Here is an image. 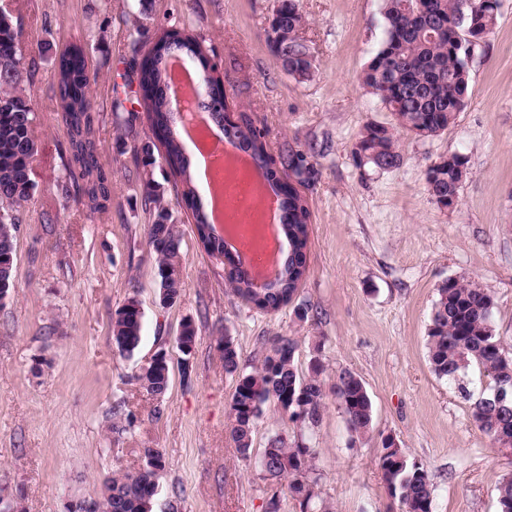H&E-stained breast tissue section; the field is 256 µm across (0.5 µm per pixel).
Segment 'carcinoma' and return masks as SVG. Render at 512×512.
<instances>
[{
  "mask_svg": "<svg viewBox=\"0 0 512 512\" xmlns=\"http://www.w3.org/2000/svg\"><path fill=\"white\" fill-rule=\"evenodd\" d=\"M385 27L381 46L367 62L363 84L378 96L395 123L366 127L354 149L355 155L381 169L396 168L401 163L398 134L412 133L429 138L439 135L455 123L467 104L470 74L467 36L489 37L497 24L498 13L489 5L479 6L474 15L458 22L463 0H415L417 11L407 8L409 0H384ZM302 13L296 0H281L271 21V30L279 43L278 54L283 68L298 80L312 75L313 63L298 31ZM23 31L7 11H0V286L11 293L15 288L17 212L34 196L31 178L37 145L32 129V107L22 87ZM198 40L189 35L162 31L156 48L148 52L147 63L139 65L124 78V98H116L113 108L128 109L127 129L134 132L139 114H144L154 137L165 148L170 172L181 179V196L194 198V187L177 133L172 128L167 90L169 60L178 51L197 55ZM55 97L60 119L68 134L67 183L63 191H75L91 212L105 208L111 197V184L98 164L95 132L91 122L90 78L85 66L84 47L74 44L56 60ZM201 95L213 102L214 118L224 121V82L217 79L202 84ZM229 138L241 142L253 159L270 169L271 162L262 135L252 121L242 120L224 128ZM156 144L150 141L134 147L143 167L142 197L153 215L148 225V244L158 256V288L161 302L170 305L180 297L182 239L172 213L163 202V193L152 178L156 164ZM452 161L430 166L426 184L435 202L448 204L459 198V190L468 175L467 160L460 154ZM283 167L296 176L305 171V157L293 152L283 159ZM277 183L282 195L281 232L288 238L291 253L281 263L275 280L268 282L258 301L273 310L288 304L306 272L305 247L310 212L294 192H286L280 179L267 174ZM197 235L206 250L224 251V238L216 233L209 217L195 209ZM233 291L248 301L254 293L253 276L235 267L228 275ZM494 301L490 294L473 283L448 279L437 289L431 325L428 331L429 358L434 372L450 382H458L473 364L483 368L494 381V389L508 393L505 400L491 393L479 398L473 407L477 427L506 454H512V359H506L492 324ZM143 331V311L139 301L130 299L118 309L112 321V340L122 354H131L139 346ZM226 373L235 378L230 403L231 437L239 456L252 454L256 421L262 406L272 400L282 412L305 414L315 424L321 415L323 388L318 379L320 366L311 367V375L302 379L295 365V341L280 338L262 365L253 372H240L238 355L230 341L221 348ZM169 368L160 366L148 374L147 392L164 394L169 385ZM334 395L342 407L350 428L357 434L368 432L373 407L369 394L350 372L339 375ZM380 468L389 494L398 499L404 512H432V484L427 469L410 459L401 448L382 441ZM147 472L124 474L108 479L110 496L102 512H150L155 496L154 477L165 466L163 453L157 448L144 449ZM313 449L288 445L276 436L263 449L259 463L269 476L288 478V490L299 501L301 512H309L316 497L312 477ZM498 512H512V477L498 488Z\"/></svg>",
  "mask_w": 512,
  "mask_h": 512,
  "instance_id": "cac0c4a2",
  "label": "carcinoma"
}]
</instances>
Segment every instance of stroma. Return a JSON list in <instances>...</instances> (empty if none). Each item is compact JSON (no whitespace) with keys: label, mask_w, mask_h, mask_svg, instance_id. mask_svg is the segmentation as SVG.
<instances>
[{"label":"stroma","mask_w":512,"mask_h":512,"mask_svg":"<svg viewBox=\"0 0 512 512\" xmlns=\"http://www.w3.org/2000/svg\"><path fill=\"white\" fill-rule=\"evenodd\" d=\"M300 36L313 58L298 81L269 38L278 0H8L26 45L43 52L23 72L34 110L36 192L21 210L15 287L0 303V493L23 488L22 512H68L100 498L107 477L135 473L157 448L152 512H300L287 480H272L259 456L275 436L315 452L317 503L326 512H403L379 467L393 437L427 468L433 512H498L497 488L512 477L504 454L476 426L473 404L494 382L470 366L466 390L434 372L428 328L439 285L450 278L491 294L493 326L512 359V0H502L494 33L469 59L466 108L433 138L401 134V165L384 170L354 154L370 124L393 118L361 83L380 47L384 0H298ZM163 29L201 41L224 81L228 111L250 116L274 162L304 154L292 182L311 211L307 273L294 299L275 312L242 301L227 262L200 246L164 163L153 178L182 235L178 301L161 304L157 259L147 242L152 216L142 203L135 136L112 109L115 84L134 62V38ZM84 40L99 163L112 180L105 210L65 195L68 139L54 96L56 57ZM466 157L457 203L428 192V166ZM143 309L141 342L123 355L112 319L129 299ZM197 330L190 365L178 336ZM293 339L300 377L320 362L324 398L317 424L290 421L275 402L258 419L250 459L230 436L235 380L219 345L231 339L241 371L260 367L277 338ZM169 359L164 395L137 375L158 352ZM362 380L373 405L369 434L347 424L333 393L338 376Z\"/></svg>","instance_id":"1"}]
</instances>
